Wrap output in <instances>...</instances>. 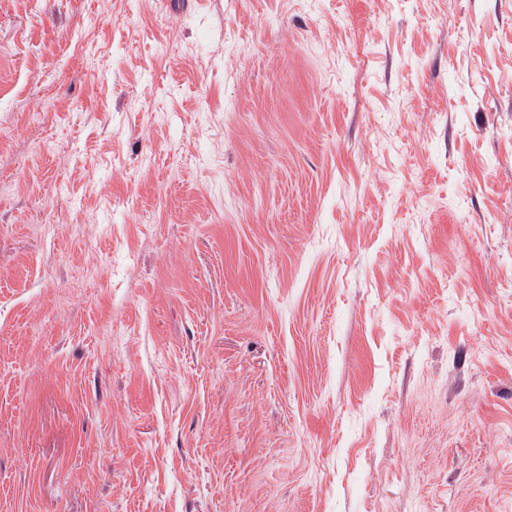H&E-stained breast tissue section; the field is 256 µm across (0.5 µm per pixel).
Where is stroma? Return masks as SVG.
<instances>
[{"mask_svg": "<svg viewBox=\"0 0 512 512\" xmlns=\"http://www.w3.org/2000/svg\"><path fill=\"white\" fill-rule=\"evenodd\" d=\"M0 512H512V0H0Z\"/></svg>", "mask_w": 512, "mask_h": 512, "instance_id": "stroma-1", "label": "stroma"}]
</instances>
